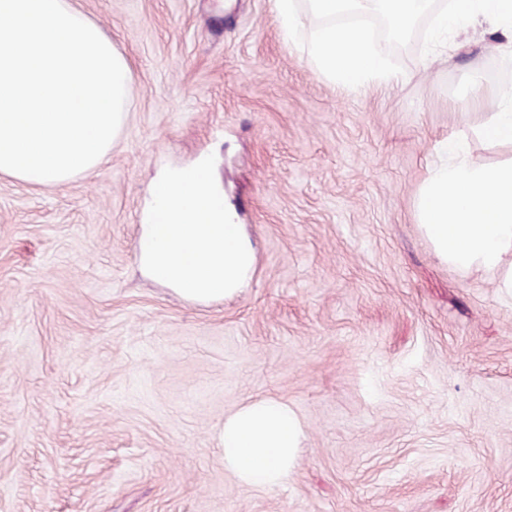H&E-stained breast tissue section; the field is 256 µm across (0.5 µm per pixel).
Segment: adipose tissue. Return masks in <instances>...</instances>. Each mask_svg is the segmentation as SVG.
Segmentation results:
<instances>
[{
  "label": "adipose tissue",
  "mask_w": 512,
  "mask_h": 512,
  "mask_svg": "<svg viewBox=\"0 0 512 512\" xmlns=\"http://www.w3.org/2000/svg\"><path fill=\"white\" fill-rule=\"evenodd\" d=\"M486 23L512 46V0H453L451 8L436 11L433 27L455 35ZM224 467L238 483L254 488L281 485L293 471L304 433L287 402L259 398L225 417L215 430Z\"/></svg>",
  "instance_id": "obj_1"
}]
</instances>
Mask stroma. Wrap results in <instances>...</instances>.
Instances as JSON below:
<instances>
[{
	"label": "stroma",
	"instance_id": "35a3bbf8",
	"mask_svg": "<svg viewBox=\"0 0 512 512\" xmlns=\"http://www.w3.org/2000/svg\"><path fill=\"white\" fill-rule=\"evenodd\" d=\"M128 58L123 129L57 186L0 176V512H512V297L441 263L414 217L437 141L494 109L497 39L395 51L404 83L314 74L272 0H81ZM215 155L257 250L242 294L142 278L161 169ZM276 397L304 440L240 485L215 428Z\"/></svg>",
	"mask_w": 512,
	"mask_h": 512
}]
</instances>
